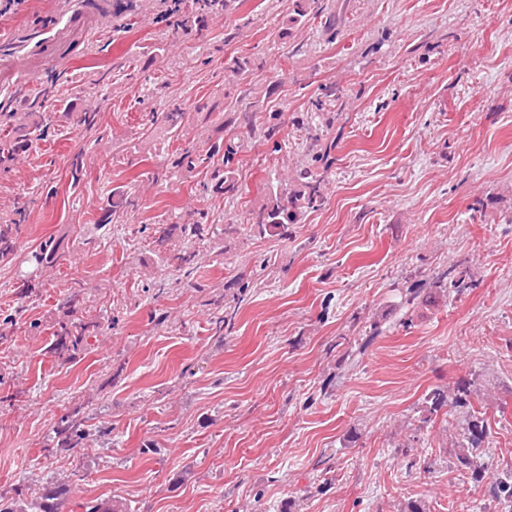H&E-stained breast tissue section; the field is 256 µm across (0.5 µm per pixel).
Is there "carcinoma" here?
Masks as SVG:
<instances>
[{"label":"carcinoma","mask_w":512,"mask_h":512,"mask_svg":"<svg viewBox=\"0 0 512 512\" xmlns=\"http://www.w3.org/2000/svg\"><path fill=\"white\" fill-rule=\"evenodd\" d=\"M149 0H126L112 5V18L121 21L132 13L146 7ZM329 0H291L285 16L286 30L303 28L309 23L319 21L321 31L326 40H336V27L340 17L336 11L328 7ZM239 0H196L195 10L198 17L208 14H220L236 9ZM261 69L257 59L251 55L233 56L224 61L225 79L238 88L236 98L225 102L224 127L229 129L244 128L250 137L257 140H270L278 124L258 125L255 114L265 109L267 94L259 90L253 82L252 75ZM305 144L306 155L310 161L295 167L289 177L280 181L277 192L258 210H251L246 217V224H227L224 232L233 233L244 229L249 236L263 239L267 236L282 235L288 231V225L301 220L306 210H317L324 204L321 175L316 165L329 166L330 147L321 146V138L314 134L308 135ZM28 147L25 139L6 140L0 143V167L14 160L17 152ZM239 146L227 143L223 146L214 144L208 159H213L219 152H224L222 163L212 166L210 182L203 185V190L221 194L226 199H235L239 192L238 172L235 167V156ZM134 205L131 191L117 187L112 190V212ZM155 242L159 246L168 247L169 254L165 263L175 267L186 278H193L199 268V253L194 244L204 240L210 233L208 213L203 210L194 212L192 221L187 224H163L155 228ZM16 225L0 224V262L11 258L16 250ZM455 266L437 272L421 280L416 288L407 289L403 298V308L408 312L420 306H428L436 301L448 298V290L456 292L468 287L465 279L455 275ZM99 328L94 319L85 317L71 318L58 322L55 340L49 347V353L66 360L73 358L88 344V338ZM384 322L378 319L370 326L369 335L354 350L353 355H362L373 341L384 334ZM485 401L487 397L471 383L459 384L453 389V398H448V389L433 388L425 394L424 401L428 416H436L439 412L453 404L467 412V423L461 433L455 457L458 467L475 482L488 478L486 468L476 463V454L485 447L490 436L484 413L476 411L472 398ZM79 411L73 410L62 414L54 427L55 448L59 451H72L81 447L89 433L83 428L82 420L78 419ZM66 491L58 487H45L28 501L19 500L9 504H0V512H63ZM492 498L512 505V472L494 478L490 483Z\"/></svg>","instance_id":"obj_1"}]
</instances>
